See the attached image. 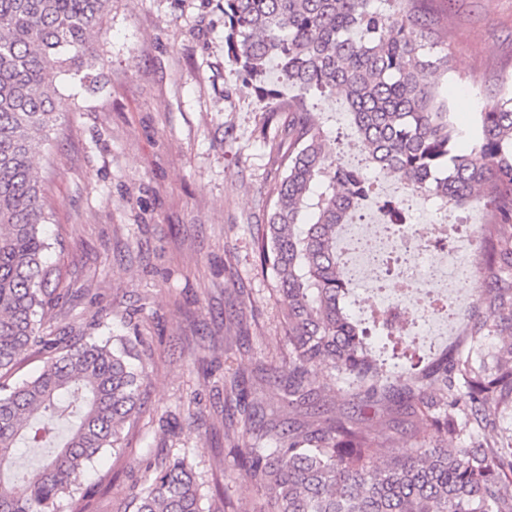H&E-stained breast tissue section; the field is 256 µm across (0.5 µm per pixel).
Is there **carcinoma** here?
<instances>
[{
    "label": "carcinoma",
    "mask_w": 512,
    "mask_h": 512,
    "mask_svg": "<svg viewBox=\"0 0 512 512\" xmlns=\"http://www.w3.org/2000/svg\"><path fill=\"white\" fill-rule=\"evenodd\" d=\"M112 0H0V512H57L65 497L86 504L85 472L141 412L145 367L139 342L56 338L46 313L64 293L43 235L50 204L34 160L61 116L76 105L55 78L80 60L93 67L92 34ZM437 0H224V43L234 70L262 82L274 61L296 90L271 110L281 178L257 239L271 270L288 349L276 370L281 394L246 401L243 380L224 383L238 419L229 432L237 466L262 494L261 512H512V95L479 113L473 145L448 112L436 77L448 71L445 19ZM339 91L368 161L415 191L463 206L487 199L484 272L463 342L422 367L408 348L377 353L348 308L349 281L336 232L359 189L343 167L324 165L327 133L307 99ZM40 373L11 384L30 350ZM322 384H317L316 375ZM360 408L354 418H293L324 389ZM415 417L436 445L401 456L387 419ZM42 450L31 474L14 470L15 449ZM132 493V512H206L188 456L156 469Z\"/></svg>",
    "instance_id": "obj_1"
}]
</instances>
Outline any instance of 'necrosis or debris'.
I'll list each match as a JSON object with an SVG mask.
<instances>
[{
  "instance_id": "necrosis-or-debris-1",
  "label": "necrosis or debris",
  "mask_w": 512,
  "mask_h": 512,
  "mask_svg": "<svg viewBox=\"0 0 512 512\" xmlns=\"http://www.w3.org/2000/svg\"><path fill=\"white\" fill-rule=\"evenodd\" d=\"M358 211L344 229L342 251L347 276L367 287L362 316L393 320L399 335L425 343L446 336L454 317L448 301L470 279L468 256L477 249L475 236L449 246L447 224L412 218L391 223L369 196Z\"/></svg>"
}]
</instances>
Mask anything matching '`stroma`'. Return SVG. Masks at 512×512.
<instances>
[{"mask_svg":"<svg viewBox=\"0 0 512 512\" xmlns=\"http://www.w3.org/2000/svg\"><path fill=\"white\" fill-rule=\"evenodd\" d=\"M224 0H112L93 35L88 77L58 76L79 109L36 160L53 211L51 260L68 293L47 316L53 335L141 340L143 415L126 452L88 478L89 512H123L146 465L188 454L211 512H259L260 492L236 467L224 423L233 362L252 400L286 349L272 278L255 241L278 181L261 132L266 101L226 62ZM442 89L458 126L512 92V0H450ZM327 164L355 138L342 96L314 97Z\"/></svg>","mask_w":512,"mask_h":512,"instance_id":"35a3bbf8","label":"stroma"}]
</instances>
